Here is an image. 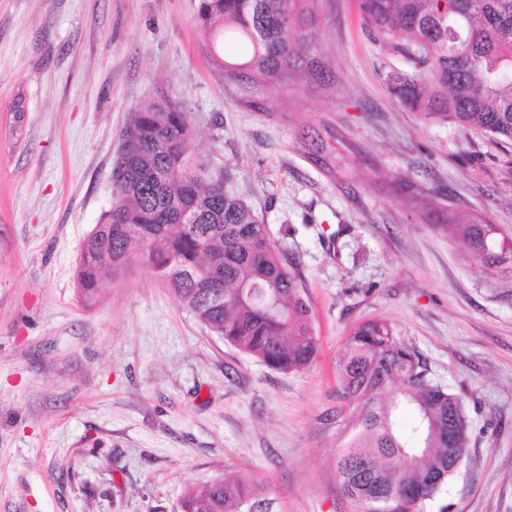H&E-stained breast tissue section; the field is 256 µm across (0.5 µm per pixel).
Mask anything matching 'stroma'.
Instances as JSON below:
<instances>
[{
	"instance_id": "stroma-1",
	"label": "stroma",
	"mask_w": 512,
	"mask_h": 512,
	"mask_svg": "<svg viewBox=\"0 0 512 512\" xmlns=\"http://www.w3.org/2000/svg\"><path fill=\"white\" fill-rule=\"evenodd\" d=\"M199 0H0V512H181L233 474L278 512H360L336 353L387 321L460 398L469 454L425 512H512V270L471 260L402 186L512 238V145L429 123L388 93L408 69L357 0H314L323 76L242 102L195 26ZM166 88L192 153L294 265L319 339L281 373L212 333L144 270L79 302L77 254L111 205L130 112ZM333 131L335 175L302 136Z\"/></svg>"
}]
</instances>
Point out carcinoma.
Masks as SVG:
<instances>
[{
	"mask_svg": "<svg viewBox=\"0 0 512 512\" xmlns=\"http://www.w3.org/2000/svg\"><path fill=\"white\" fill-rule=\"evenodd\" d=\"M314 0H199L196 26L216 72L246 91L289 85L315 66ZM364 23L414 65L388 73L390 94L429 122L479 129L512 142V0H359ZM235 38L244 53L229 62L217 49ZM189 112L169 92L129 113L112 167V202L81 244L76 287L87 306L101 280L139 266L151 272L211 332L294 373L318 351L294 266L269 241L259 214L225 187L188 148ZM427 221L468 242L472 260L512 268V239L475 214L439 204ZM344 397L359 435L341 454L345 493L373 512H421L467 455L459 399L428 378L416 352L383 320L355 325L336 356ZM413 416L399 428L403 412ZM183 512H274V499L241 477L189 491Z\"/></svg>",
	"mask_w": 512,
	"mask_h": 512,
	"instance_id": "cac0c4a2",
	"label": "carcinoma"
}]
</instances>
